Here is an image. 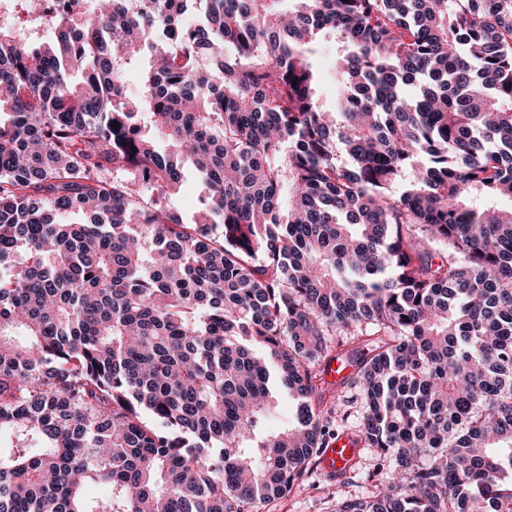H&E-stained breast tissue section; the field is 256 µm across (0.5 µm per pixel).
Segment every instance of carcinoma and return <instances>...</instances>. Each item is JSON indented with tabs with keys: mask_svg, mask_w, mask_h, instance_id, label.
Returning <instances> with one entry per match:
<instances>
[{
	"mask_svg": "<svg viewBox=\"0 0 512 512\" xmlns=\"http://www.w3.org/2000/svg\"><path fill=\"white\" fill-rule=\"evenodd\" d=\"M14 6L0 512H264L341 357L387 481L336 512H512V0ZM336 50V43L330 37L321 41L313 60L321 72L319 92L321 99L326 104V109H332L335 105L336 74L332 67V59ZM200 198L199 185L196 180L189 176L177 200V207L186 219H191Z\"/></svg>",
	"mask_w": 512,
	"mask_h": 512,
	"instance_id": "1",
	"label": "carcinoma"
}]
</instances>
